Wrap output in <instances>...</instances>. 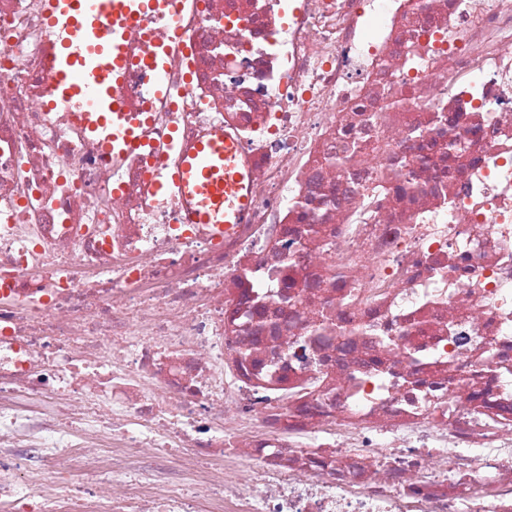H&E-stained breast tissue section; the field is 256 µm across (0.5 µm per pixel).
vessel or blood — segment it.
Instances as JSON below:
<instances>
[{
	"label": "vessel or blood",
	"instance_id": "vessel-or-blood-1",
	"mask_svg": "<svg viewBox=\"0 0 512 512\" xmlns=\"http://www.w3.org/2000/svg\"><path fill=\"white\" fill-rule=\"evenodd\" d=\"M167 0H46L48 24L60 33L56 49L52 104L79 101L78 121L98 139L105 155L138 148L146 112L127 111L117 88L132 65L150 72L151 91L163 95L165 48L132 61L124 33L139 17L165 8ZM238 149L217 136L189 154L177 181L189 201L193 224H235L243 214L242 176L236 170Z\"/></svg>",
	"mask_w": 512,
	"mask_h": 512
}]
</instances>
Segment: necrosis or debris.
<instances>
[{
  "mask_svg": "<svg viewBox=\"0 0 512 512\" xmlns=\"http://www.w3.org/2000/svg\"><path fill=\"white\" fill-rule=\"evenodd\" d=\"M59 37L0 0V512H512V0H171L110 160ZM237 146L219 135L197 147L188 155L176 180L189 201L191 224H237L247 198H238V207L224 208V194L240 190L243 176L235 171Z\"/></svg>",
  "mask_w": 512,
  "mask_h": 512,
  "instance_id": "4bbe7bcc",
  "label": "necrosis or debris"
}]
</instances>
